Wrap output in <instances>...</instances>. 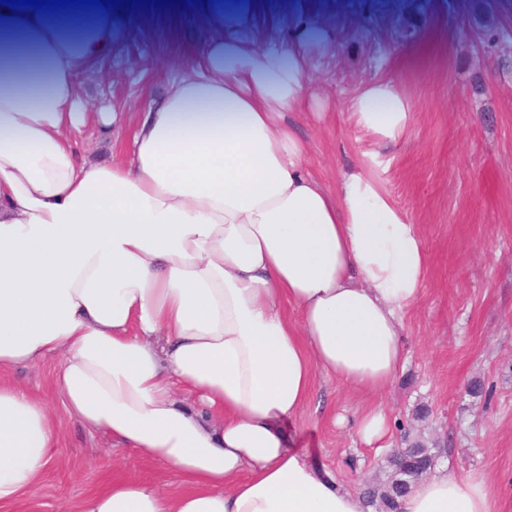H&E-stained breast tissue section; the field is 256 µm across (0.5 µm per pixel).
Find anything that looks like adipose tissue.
I'll list each match as a JSON object with an SVG mask.
<instances>
[{"label":"adipose tissue","mask_w":512,"mask_h":512,"mask_svg":"<svg viewBox=\"0 0 512 512\" xmlns=\"http://www.w3.org/2000/svg\"><path fill=\"white\" fill-rule=\"evenodd\" d=\"M371 0L336 12L368 22ZM333 12V13H336ZM292 12L278 64L255 0L191 20L222 32L244 68L195 52L143 112H86L75 75L131 46L143 18L117 10L0 18V61L36 50L37 81L0 82V373L59 356L55 392L87 428L168 465L181 488L112 480L82 512H366L361 494L289 449L284 424L314 371L377 395L406 360L402 315L426 252L388 190L383 146L414 122L390 82L361 85L347 118L371 147L336 187L313 176L294 117L306 108L302 39L328 26ZM132 126L122 162L81 156L89 122ZM47 405L0 380V504L55 461ZM399 512H494L476 475L438 470Z\"/></svg>","instance_id":"adipose-tissue-1"}]
</instances>
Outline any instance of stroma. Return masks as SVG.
<instances>
[{"label":"stroma","mask_w":512,"mask_h":512,"mask_svg":"<svg viewBox=\"0 0 512 512\" xmlns=\"http://www.w3.org/2000/svg\"><path fill=\"white\" fill-rule=\"evenodd\" d=\"M136 54L116 51L81 71L77 85L97 112L159 101L181 71L160 55L164 43H203L186 12L148 8ZM323 115L305 110L297 131L309 170L339 181L366 138L346 123L343 102L358 85L393 81L415 105L409 134L390 151L384 174L396 203L419 229L428 255L420 295L404 314L408 359L383 393L364 395L314 372L309 400L286 431L292 447L341 484L361 491L404 431L439 441L438 465L485 478L495 512H512V0H397L372 24L337 19L305 42ZM131 131L91 124L76 132L83 155L129 154ZM55 360L22 364L7 378L40 397L59 425L56 465L0 512H80L108 480L133 475L172 490L167 465L117 448L68 415L52 383ZM478 382L481 394L470 391ZM373 406L392 428L373 446L358 442L354 422Z\"/></svg>","instance_id":"1"}]
</instances>
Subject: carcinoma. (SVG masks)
<instances>
[{"label":"carcinoma","mask_w":512,"mask_h":512,"mask_svg":"<svg viewBox=\"0 0 512 512\" xmlns=\"http://www.w3.org/2000/svg\"><path fill=\"white\" fill-rule=\"evenodd\" d=\"M403 444L387 457L382 475L364 486L363 498L371 512H398L402 495L434 468L435 454L426 440L408 433Z\"/></svg>","instance_id":"cac0c4a2"}]
</instances>
